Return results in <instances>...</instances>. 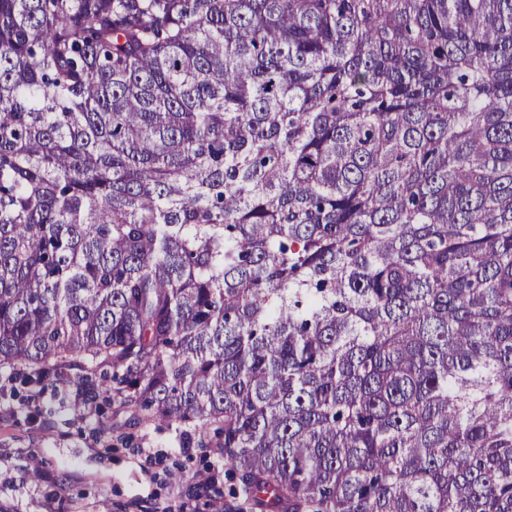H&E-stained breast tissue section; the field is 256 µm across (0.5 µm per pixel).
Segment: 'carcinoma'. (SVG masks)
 Instances as JSON below:
<instances>
[{"label": "carcinoma", "instance_id": "obj_1", "mask_svg": "<svg viewBox=\"0 0 512 512\" xmlns=\"http://www.w3.org/2000/svg\"><path fill=\"white\" fill-rule=\"evenodd\" d=\"M74 363L261 512H512V0H0V371Z\"/></svg>", "mask_w": 512, "mask_h": 512}]
</instances>
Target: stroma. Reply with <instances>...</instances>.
<instances>
[{
	"label": "stroma",
	"instance_id": "1",
	"mask_svg": "<svg viewBox=\"0 0 512 512\" xmlns=\"http://www.w3.org/2000/svg\"><path fill=\"white\" fill-rule=\"evenodd\" d=\"M83 369L0 400V512H238L243 502L200 491L224 461L185 448L176 428L139 421L107 396L78 404ZM44 461L39 479L26 476Z\"/></svg>",
	"mask_w": 512,
	"mask_h": 512
}]
</instances>
